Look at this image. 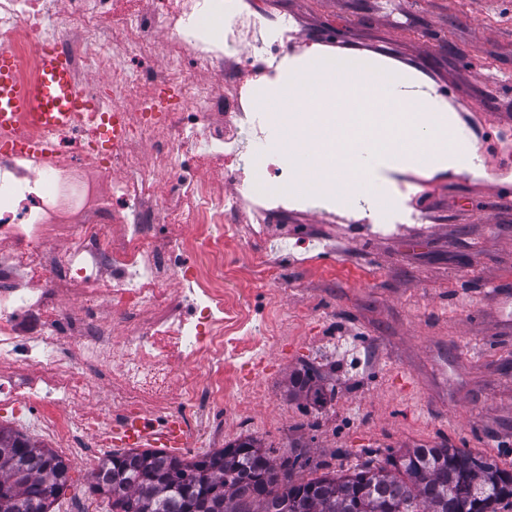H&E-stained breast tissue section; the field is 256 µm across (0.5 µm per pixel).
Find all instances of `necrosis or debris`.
Masks as SVG:
<instances>
[{"mask_svg": "<svg viewBox=\"0 0 512 512\" xmlns=\"http://www.w3.org/2000/svg\"><path fill=\"white\" fill-rule=\"evenodd\" d=\"M204 15L219 32L199 26ZM293 25L236 0H157L149 13L140 0H0V48L21 79L37 76L50 35L92 76L89 94L137 115L106 153L89 137L0 151V404L21 407L24 429L62 455L92 461L132 406L159 430L178 420L188 450L223 437L233 364L267 345L255 303L227 285L224 243L263 244V225L289 208L284 192L224 194L207 174L245 166L247 136L262 134L243 114L254 89L234 57L271 84Z\"/></svg>", "mask_w": 512, "mask_h": 512, "instance_id": "4bbe7bcc", "label": "necrosis or debris"}]
</instances>
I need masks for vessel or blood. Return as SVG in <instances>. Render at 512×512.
<instances>
[{
  "label": "vessel or blood",
  "instance_id": "b4317fda",
  "mask_svg": "<svg viewBox=\"0 0 512 512\" xmlns=\"http://www.w3.org/2000/svg\"><path fill=\"white\" fill-rule=\"evenodd\" d=\"M98 99L82 90L68 62L54 41H44L39 52V74L32 81L15 76V60L0 50V146L24 153L44 146L20 136L21 126L33 123L47 131H89L111 139V128L102 126Z\"/></svg>",
  "mask_w": 512,
  "mask_h": 512
}]
</instances>
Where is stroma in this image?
Wrapping results in <instances>:
<instances>
[{
	"instance_id": "1",
	"label": "stroma",
	"mask_w": 512,
	"mask_h": 512,
	"mask_svg": "<svg viewBox=\"0 0 512 512\" xmlns=\"http://www.w3.org/2000/svg\"><path fill=\"white\" fill-rule=\"evenodd\" d=\"M287 6L294 54L334 45L340 58L375 59L451 87L456 117L482 159L479 175L396 174L424 222L375 236L361 218L312 208L267 225L258 250L240 242L224 263L247 269L240 286L279 305L261 361L233 370L242 414L224 417V441L253 436L341 472L401 448H464L512 469V199L489 203L483 174L512 177V0H257ZM502 293L490 300L488 289ZM310 373L326 398L293 394Z\"/></svg>"
}]
</instances>
